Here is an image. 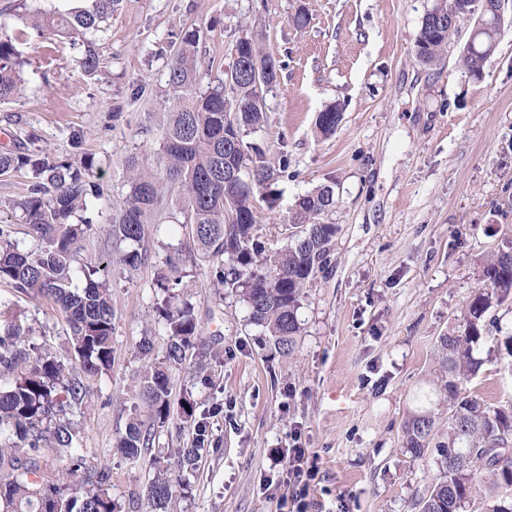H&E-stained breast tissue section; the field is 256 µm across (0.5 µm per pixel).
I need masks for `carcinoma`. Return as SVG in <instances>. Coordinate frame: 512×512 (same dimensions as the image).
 I'll list each match as a JSON object with an SVG mask.
<instances>
[{"label": "carcinoma", "instance_id": "1", "mask_svg": "<svg viewBox=\"0 0 512 512\" xmlns=\"http://www.w3.org/2000/svg\"><path fill=\"white\" fill-rule=\"evenodd\" d=\"M483 0H436L430 12L455 21L442 26L421 23L415 37L417 58L438 64L460 24L476 22ZM119 0H90V5L61 12L27 13L38 40L69 35L82 38L79 65L87 74L100 62L98 44L88 35L99 31ZM503 29L492 15L472 26L460 61L474 78L482 76ZM198 27L188 26L171 43L167 91L160 110L164 121L158 148L126 158L127 192L123 205L110 211L106 224L112 239L127 245L120 262L135 269L144 263L146 225L157 223L169 202L185 214L189 250L220 260L213 278L246 304L250 321L269 337L275 350L291 354L301 336L298 317L305 290L328 273L340 228L325 217L336 206V192L323 184L299 195L285 225L287 243L272 247L258 234L255 193L273 208L278 180L288 175V155L278 163L248 136L268 121L267 90L226 75L200 90ZM234 51L267 71L276 85L281 65L249 36L238 37ZM26 60L16 41L0 35V102L21 94ZM342 121L334 105L318 114L317 128L329 136ZM28 178L26 192L10 202L28 228L34 246L11 238L0 226V282L26 297L56 304L70 329L74 359L88 377L103 374L112 363L115 313L106 278L107 267H75L82 242L96 226L91 200L98 197L94 157L75 162L47 155L0 151V175ZM82 277L85 286L73 287ZM482 286L469 303L460 328L439 337L438 391L448 398V432L437 435L431 399L407 412L402 447L415 458L435 449L437 478L418 500L419 512H512V404L494 406L467 390L484 360L475 354L487 330L492 308L512 297V241L505 242L482 270ZM179 279L161 273L162 295L156 310L168 336L166 355L149 361L140 373L133 416L117 447L137 458L150 446L155 430L175 419L171 377L186 353L202 343L194 305L179 294ZM89 396L69 365L43 343L32 328L0 304V512H118L105 488L106 467L88 464L80 447L78 424L69 417L71 403ZM203 448L177 449L182 469L195 465ZM67 467L52 472L50 462ZM183 479L160 469L148 488L156 512H176Z\"/></svg>", "mask_w": 512, "mask_h": 512}]
</instances>
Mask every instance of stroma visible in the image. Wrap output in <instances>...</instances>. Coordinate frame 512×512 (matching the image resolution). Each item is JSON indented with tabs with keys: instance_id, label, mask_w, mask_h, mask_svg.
Listing matches in <instances>:
<instances>
[{
	"instance_id": "obj_1",
	"label": "stroma",
	"mask_w": 512,
	"mask_h": 512,
	"mask_svg": "<svg viewBox=\"0 0 512 512\" xmlns=\"http://www.w3.org/2000/svg\"><path fill=\"white\" fill-rule=\"evenodd\" d=\"M434 3L121 0L94 35L101 57L89 75L78 65L80 39L22 40L20 0H0V31L27 59L20 97L0 103V150L93 154L95 210L121 201L125 158L157 146L159 133L146 137L140 127L166 88L172 37L190 24L204 29L202 79L231 64L243 34L284 64L266 95L269 121L250 136L268 158L289 161L275 208L259 210L262 236L284 245L296 196L336 187L332 271L307 288L290 355L265 340L235 293L214 285L212 261L179 251L186 230L178 207L149 229L138 268L120 263V246L105 232L85 238L81 259L109 263L113 358L104 374L84 378L90 396L73 412L89 461L111 470L121 512H152L151 458L199 440L205 451L185 473L178 512H277L289 488L270 459L295 443L318 469L306 512H419L416 499L438 470L432 455L405 452L403 418L429 395L447 432L448 401L432 386L439 338L462 324L485 261L512 240V0L478 80L462 67L459 45L438 66L416 57ZM299 11L302 27L292 21ZM336 103L343 119L321 136L316 117ZM173 270L208 343L189 352L171 383V401L191 400L196 423L158 429L152 448L131 459L117 443L144 363L138 345L147 336L153 357L166 351L154 284ZM0 303L67 355L68 325L52 304L3 283ZM497 340L492 333L479 342L484 364L470 389L504 405L512 403V357L498 353Z\"/></svg>"
}]
</instances>
